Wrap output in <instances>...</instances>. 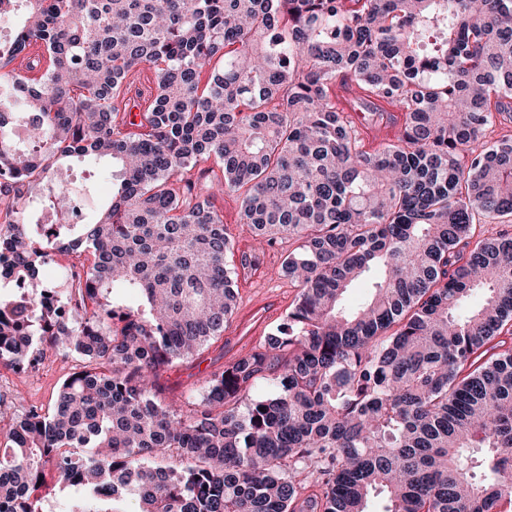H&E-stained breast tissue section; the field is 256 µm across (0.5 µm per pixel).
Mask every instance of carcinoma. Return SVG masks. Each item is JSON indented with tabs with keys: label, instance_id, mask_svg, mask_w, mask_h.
<instances>
[{
	"label": "carcinoma",
	"instance_id": "cac0c4a2",
	"mask_svg": "<svg viewBox=\"0 0 512 512\" xmlns=\"http://www.w3.org/2000/svg\"><path fill=\"white\" fill-rule=\"evenodd\" d=\"M338 83L374 124L405 112L394 141L364 148ZM503 112L512 0H21L0 45V289L24 293H0V362L80 365L52 408L0 411V512H42L49 481L74 492L64 512L512 506V236L476 234L512 216V144L485 140ZM73 157L118 167L111 205L27 223ZM226 192L254 231L231 267ZM275 239L295 305L199 396L162 397ZM51 251L79 259L53 285Z\"/></svg>",
	"mask_w": 512,
	"mask_h": 512
}]
</instances>
